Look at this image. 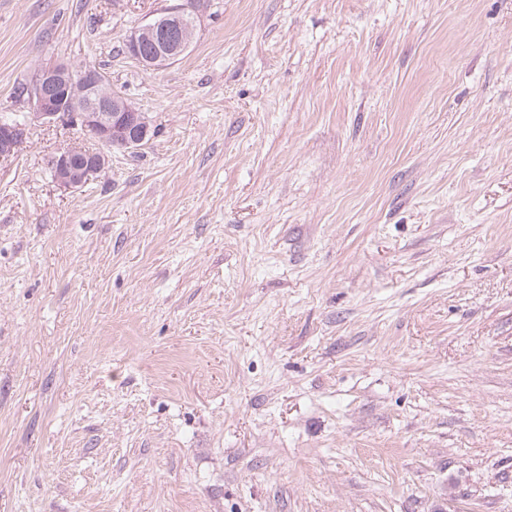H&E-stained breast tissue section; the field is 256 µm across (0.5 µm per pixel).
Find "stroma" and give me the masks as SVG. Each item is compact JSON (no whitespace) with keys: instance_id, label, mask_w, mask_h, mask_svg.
Here are the masks:
<instances>
[{"instance_id":"1","label":"stroma","mask_w":512,"mask_h":512,"mask_svg":"<svg viewBox=\"0 0 512 512\" xmlns=\"http://www.w3.org/2000/svg\"><path fill=\"white\" fill-rule=\"evenodd\" d=\"M0 0V512H512V0ZM148 117L82 189L47 64ZM191 21L182 17L153 19L133 31L127 43L131 56L145 66L161 68L184 53L191 44L194 31L193 10ZM25 135V128L19 123L0 124V160L10 158L15 154L17 148ZM108 155L103 150L89 151L82 147H68L58 152L51 161L54 181L64 191L81 189L92 176L104 171Z\"/></svg>"}]
</instances>
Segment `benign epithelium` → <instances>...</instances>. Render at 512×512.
Wrapping results in <instances>:
<instances>
[{
  "mask_svg": "<svg viewBox=\"0 0 512 512\" xmlns=\"http://www.w3.org/2000/svg\"><path fill=\"white\" fill-rule=\"evenodd\" d=\"M193 31L194 22L181 17L154 19L133 31L127 50L143 65L161 68L188 49ZM30 98L35 118L51 122L63 112L72 113L81 127L108 149H135L151 138V125L144 113L112 90L97 68L82 67L76 74L63 64L47 65L40 69ZM24 135L25 128L19 123L0 124V160L15 154ZM107 165L105 151L77 146L58 152L51 161L55 183L68 192L81 189Z\"/></svg>",
  "mask_w": 512,
  "mask_h": 512,
  "instance_id": "1",
  "label": "benign epithelium"
}]
</instances>
